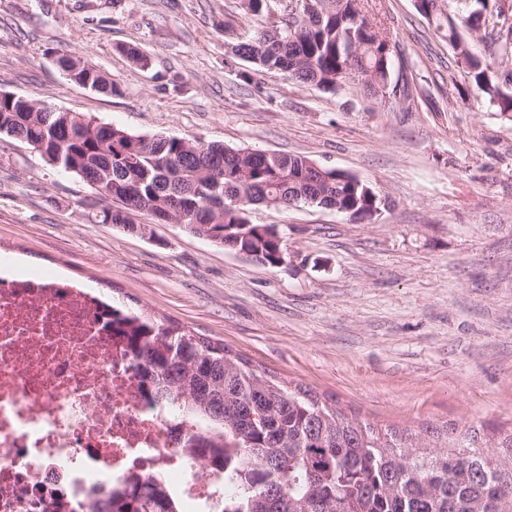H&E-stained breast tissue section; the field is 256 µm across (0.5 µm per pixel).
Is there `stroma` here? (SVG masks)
<instances>
[{"mask_svg": "<svg viewBox=\"0 0 512 512\" xmlns=\"http://www.w3.org/2000/svg\"><path fill=\"white\" fill-rule=\"evenodd\" d=\"M441 0L452 47L415 0H361L391 42L409 100L333 92L245 61L261 27L240 0H0V92L147 137L307 156L370 185L356 222L300 204L252 206L286 263L271 268L138 215L149 232L101 223L107 200L31 146L0 136V253L100 286L113 306L216 339L290 385L378 427L453 423L512 430V115L478 95L460 50L512 72V0ZM150 57L132 64L124 47ZM67 53L111 93L72 82Z\"/></svg>", "mask_w": 512, "mask_h": 512, "instance_id": "1", "label": "stroma"}]
</instances>
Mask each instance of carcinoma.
Segmentation results:
<instances>
[{
    "instance_id": "1",
    "label": "carcinoma",
    "mask_w": 512,
    "mask_h": 512,
    "mask_svg": "<svg viewBox=\"0 0 512 512\" xmlns=\"http://www.w3.org/2000/svg\"><path fill=\"white\" fill-rule=\"evenodd\" d=\"M270 2L242 0L245 14L267 21L256 37L237 45L240 56L323 90L342 87L349 73L368 94L389 93L390 41L377 37L358 0H311L292 30L268 19ZM474 2L466 23L477 32L488 0ZM417 10L458 46L438 0H420ZM467 63L489 102L512 112V95L472 58ZM0 135L63 149L70 172L86 183L99 179L97 193L112 197L116 209L137 198L156 214L178 202L193 211L184 223L188 232H211L235 253L259 251L271 267L284 252L278 234L258 224L242 228L248 206L216 212L218 201L228 204L240 194L252 205L337 206L358 221L379 209L367 184L327 167L316 177L315 162L300 155L245 153L215 182L207 170L227 151L222 144L199 150L183 138L135 136L85 114L8 100L0 102ZM168 158L181 168L166 166ZM112 331L126 340L136 374L158 403L221 435L195 448L229 490L213 512H512V433L488 446L446 425L414 434L381 430L310 389L290 387L219 340L129 311ZM89 494L92 512H185L183 501L152 478L120 491L96 484Z\"/></svg>"
}]
</instances>
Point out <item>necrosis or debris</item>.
Masks as SVG:
<instances>
[{
  "mask_svg": "<svg viewBox=\"0 0 512 512\" xmlns=\"http://www.w3.org/2000/svg\"><path fill=\"white\" fill-rule=\"evenodd\" d=\"M203 435L148 398L100 295L0 278V512H89L91 485L151 476L201 512L224 485L194 453Z\"/></svg>",
  "mask_w": 512,
  "mask_h": 512,
  "instance_id": "obj_1",
  "label": "necrosis or debris"
}]
</instances>
